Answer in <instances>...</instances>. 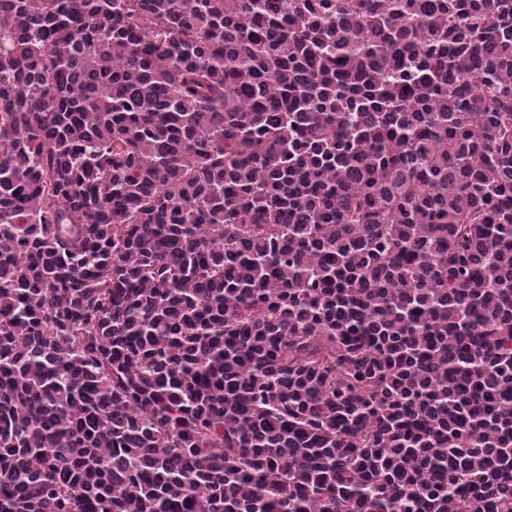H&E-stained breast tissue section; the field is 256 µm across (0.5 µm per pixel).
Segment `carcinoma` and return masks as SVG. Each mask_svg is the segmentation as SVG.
Returning <instances> with one entry per match:
<instances>
[{
	"instance_id": "1",
	"label": "carcinoma",
	"mask_w": 512,
	"mask_h": 512,
	"mask_svg": "<svg viewBox=\"0 0 512 512\" xmlns=\"http://www.w3.org/2000/svg\"><path fill=\"white\" fill-rule=\"evenodd\" d=\"M0 512H512V0H0Z\"/></svg>"
}]
</instances>
